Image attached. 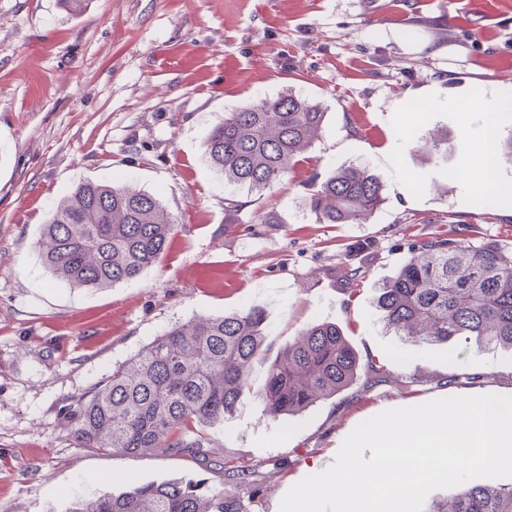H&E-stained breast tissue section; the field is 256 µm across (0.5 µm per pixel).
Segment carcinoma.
<instances>
[{"label": "carcinoma", "instance_id": "cac0c4a2", "mask_svg": "<svg viewBox=\"0 0 512 512\" xmlns=\"http://www.w3.org/2000/svg\"><path fill=\"white\" fill-rule=\"evenodd\" d=\"M325 112L293 92L224 113L212 126L206 154L233 186L262 191L282 179L318 135ZM382 202L368 167L339 168L308 196L322 224L367 221ZM174 220L153 194L128 184L86 181L49 208L41 257L59 281L105 288L133 281L159 261ZM346 290L363 278L340 269ZM386 330L445 348L476 337L480 347L512 350V246H480L430 237L420 242L376 296ZM268 312L252 306L223 316H198L155 338L130 361L67 408L77 448L112 454L208 456L204 428L232 416L249 394L252 364L265 356ZM358 354L335 323H319L283 347L256 393L269 416L291 415L332 398L358 378ZM250 468L232 471L251 487ZM72 512H250L245 501L193 479L132 486L119 494L80 498ZM422 512H512V482L463 486L451 505Z\"/></svg>", "mask_w": 512, "mask_h": 512}]
</instances>
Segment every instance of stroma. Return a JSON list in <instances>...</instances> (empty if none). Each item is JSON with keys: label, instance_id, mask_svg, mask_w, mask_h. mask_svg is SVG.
Returning a JSON list of instances; mask_svg holds the SVG:
<instances>
[{"label": "stroma", "instance_id": "1", "mask_svg": "<svg viewBox=\"0 0 512 512\" xmlns=\"http://www.w3.org/2000/svg\"><path fill=\"white\" fill-rule=\"evenodd\" d=\"M512 92V0H0V512H71L77 499L175 478L229 486L249 462L255 512L335 461L383 410L436 398L512 396V352L437 348L387 331L375 297L418 239L512 246V160L498 192L467 166L482 123L458 105ZM324 122L280 182L226 185L206 156L225 112L285 91ZM447 138L445 158L424 148ZM366 164L384 201L364 224H321L306 199L337 168ZM127 181L175 220L158 263L134 281L74 288L44 267L50 204L83 181ZM239 201L227 210L225 198ZM281 221L265 224L264 212ZM365 269L357 295L339 269ZM251 306L269 313L270 353L311 325L338 324L363 367L296 415L253 395L206 434L218 464L74 447L63 414L164 330Z\"/></svg>", "mask_w": 512, "mask_h": 512}]
</instances>
